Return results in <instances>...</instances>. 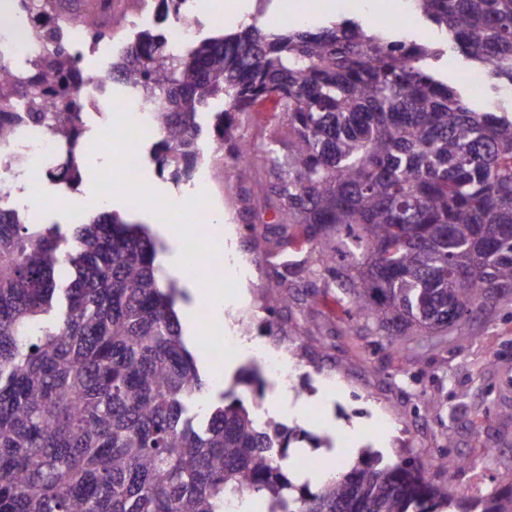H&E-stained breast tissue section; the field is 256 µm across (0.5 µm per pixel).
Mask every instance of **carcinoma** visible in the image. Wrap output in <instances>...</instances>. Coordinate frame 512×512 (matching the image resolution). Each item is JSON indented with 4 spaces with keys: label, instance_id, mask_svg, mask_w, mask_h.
<instances>
[{
    "label": "carcinoma",
    "instance_id": "1",
    "mask_svg": "<svg viewBox=\"0 0 512 512\" xmlns=\"http://www.w3.org/2000/svg\"><path fill=\"white\" fill-rule=\"evenodd\" d=\"M503 92L491 110L437 78L443 49L369 32L351 17L284 33L257 26L174 51L143 31L112 71L162 134L160 172L189 178L202 109L224 102L213 130L251 177L269 174L281 256L298 235L354 313L397 344L435 336L512 291V0H412ZM65 20L107 34L101 11ZM73 62L59 48L23 78L0 64V141L18 99L34 106ZM266 100L280 129L259 146L233 134ZM71 111L26 116L71 141ZM76 183L72 162L48 171ZM336 235L328 252L323 243ZM141 224L102 212L64 233L0 205V512H225L263 494L268 512H512V490L464 507L425 481L424 464L355 465L315 492L292 494L281 461L299 437L261 422L235 390L202 416L206 381L182 334L179 290L155 265ZM236 384L263 392L253 368Z\"/></svg>",
    "mask_w": 512,
    "mask_h": 512
}]
</instances>
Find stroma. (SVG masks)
Returning <instances> with one entry per match:
<instances>
[{"mask_svg":"<svg viewBox=\"0 0 512 512\" xmlns=\"http://www.w3.org/2000/svg\"><path fill=\"white\" fill-rule=\"evenodd\" d=\"M241 18H225L223 26L206 25L192 42L233 33L255 23L269 32L288 27L292 15L304 16L315 29L334 21L333 11L308 10L305 0H245ZM155 138L141 143L138 178L153 195L185 202L204 190L209 211L224 216L213 236L224 244V311L201 303L195 283L182 264L186 239L193 228L209 223V212L180 213L181 233H169L157 218H145L137 205L124 201L121 215L146 224L161 245V278L182 290L178 304L183 336L193 352L208 390L204 404L218 402L234 385L238 371H260L265 383L258 409L261 419H273L306 439L292 443L285 472L296 486L316 488L329 469L344 472L378 453L384 463L413 457L427 462L426 478L463 498L512 488V294L487 313L474 316L448 335L420 340L409 352H396L386 337L359 319L335 288L315 276L316 253L305 240L296 243L289 290L276 288L268 252L279 227L271 221L265 188L266 171L255 167L248 190L251 204L243 206L241 188L229 153L206 154L205 163L190 178L173 181L160 173L154 158ZM91 194L84 213L103 210L101 174L89 161L79 183L68 194L49 193L32 221L70 227V201ZM246 303H239L240 293ZM275 309L282 329L269 336L260 329L268 309ZM261 347L288 356L297 364L293 391H283L256 359ZM496 456L483 461V451ZM469 458L466 466L438 469L431 462L440 453Z\"/></svg>","mask_w":512,"mask_h":512,"instance_id":"stroma-1","label":"stroma"}]
</instances>
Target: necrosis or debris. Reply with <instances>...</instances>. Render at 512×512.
<instances>
[{
    "instance_id": "obj_1",
    "label": "necrosis or debris",
    "mask_w": 512,
    "mask_h": 512,
    "mask_svg": "<svg viewBox=\"0 0 512 512\" xmlns=\"http://www.w3.org/2000/svg\"><path fill=\"white\" fill-rule=\"evenodd\" d=\"M29 0H8L9 20L0 22V63L31 71L37 58L43 54L44 29L27 8ZM54 27L58 41L71 55L78 74L69 96L51 97L40 105L45 112H64L70 99H79L83 115L96 116L92 125H82L75 143H67L49 135L44 124L29 120L17 123L13 137L0 142V203L24 211L34 212L44 201V174L48 167L66 158L84 162L85 158L100 153L104 137L113 134L124 144L121 154L112 158L102 177V196L132 190L140 164L139 148L152 128L148 111L137 98L125 99L121 108H113L107 93L115 76L111 67L89 73L87 58L98 56L111 60L112 41L96 37L92 30L64 22L62 9H55Z\"/></svg>"
}]
</instances>
